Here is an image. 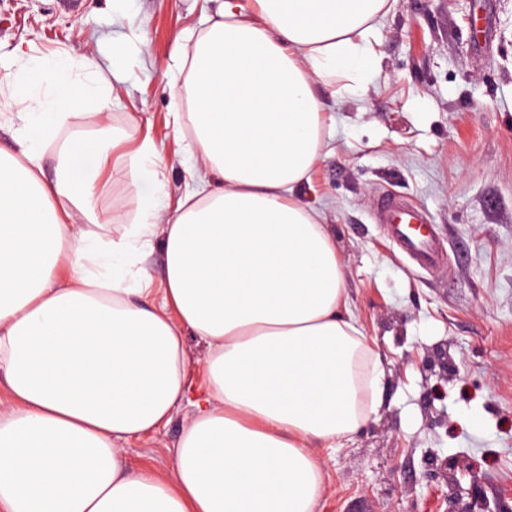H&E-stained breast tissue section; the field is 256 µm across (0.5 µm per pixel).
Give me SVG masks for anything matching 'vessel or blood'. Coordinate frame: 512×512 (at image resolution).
Masks as SVG:
<instances>
[{"mask_svg":"<svg viewBox=\"0 0 512 512\" xmlns=\"http://www.w3.org/2000/svg\"><path fill=\"white\" fill-rule=\"evenodd\" d=\"M375 221L384 225L393 243L420 268L434 271L444 264L446 253L427 215L418 206L402 202L390 194L380 195Z\"/></svg>","mask_w":512,"mask_h":512,"instance_id":"b4317fda","label":"vessel or blood"}]
</instances>
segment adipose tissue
<instances>
[{"instance_id": "ef3b65f1", "label": "adipose tissue", "mask_w": 512, "mask_h": 512, "mask_svg": "<svg viewBox=\"0 0 512 512\" xmlns=\"http://www.w3.org/2000/svg\"><path fill=\"white\" fill-rule=\"evenodd\" d=\"M389 0H226L188 76L192 191L170 203L146 138L126 174L156 176L137 222L102 227L91 202L107 130L74 140L43 178L63 109L106 105L103 77L57 61L0 78L26 132L0 149V512H314L317 449L377 412L383 371L344 288L322 212L297 190L325 141L320 80L364 91ZM46 84L47 106L28 107ZM162 240V280L147 264ZM207 350L196 413L167 472L123 441L184 403L187 336Z\"/></svg>"}]
</instances>
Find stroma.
Here are the masks:
<instances>
[{
  "label": "stroma",
  "mask_w": 512,
  "mask_h": 512,
  "mask_svg": "<svg viewBox=\"0 0 512 512\" xmlns=\"http://www.w3.org/2000/svg\"><path fill=\"white\" fill-rule=\"evenodd\" d=\"M224 0H0V73L36 58L108 81L106 122L123 138L93 199L101 223L134 220L152 176L131 186L121 155L151 137L166 158L171 197L190 188L186 143L173 133L184 104L191 35ZM381 65L365 91L327 101L325 147L299 194L322 211L344 266L359 327L385 368L383 404L338 448L320 449L329 475L315 512H512V0H396L383 19ZM69 115L43 147L54 180L63 143L92 134ZM385 192L425 209L448 263L413 266L376 224ZM448 345L440 380L425 358ZM124 443L126 457L165 471L192 415Z\"/></svg>",
  "instance_id": "stroma-1"
}]
</instances>
